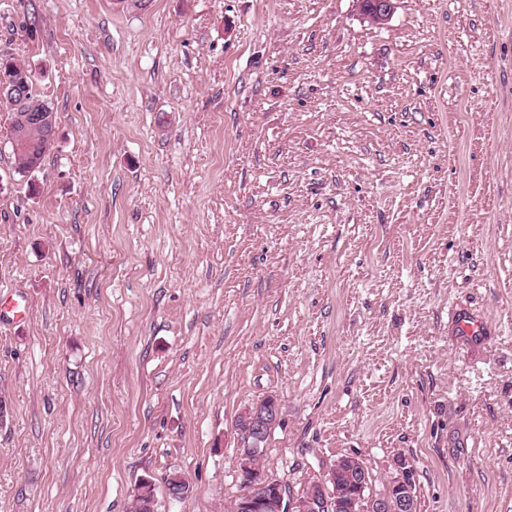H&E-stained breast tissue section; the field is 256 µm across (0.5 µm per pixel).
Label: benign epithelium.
I'll list each match as a JSON object with an SVG mask.
<instances>
[{
    "mask_svg": "<svg viewBox=\"0 0 512 512\" xmlns=\"http://www.w3.org/2000/svg\"><path fill=\"white\" fill-rule=\"evenodd\" d=\"M394 0H360L363 14L374 23H383L393 12ZM25 69L11 82L0 83V101L10 103L25 95ZM48 129V141L54 140V118L36 117L23 112L17 121L26 128L30 123ZM280 417V407L272 397L256 403L245 412L239 427L243 444L239 448L238 466L249 477V489L234 506V512H417V498L411 470L399 465L398 473L388 481L384 492H370V474L354 456H341L330 465L327 476L308 483L301 491L285 495L282 483L269 478L257 468L256 459L264 452L270 432Z\"/></svg>",
    "mask_w": 512,
    "mask_h": 512,
    "instance_id": "1",
    "label": "benign epithelium"
}]
</instances>
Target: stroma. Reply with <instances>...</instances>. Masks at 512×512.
Instances as JSON below:
<instances>
[{
    "label": "stroma",
    "instance_id": "stroma-1",
    "mask_svg": "<svg viewBox=\"0 0 512 512\" xmlns=\"http://www.w3.org/2000/svg\"><path fill=\"white\" fill-rule=\"evenodd\" d=\"M0 58L57 116L22 173L0 103V512H226L267 397L291 491L512 512V0H0ZM394 0H360L363 14L374 23H383L393 12ZM456 336L462 345H470L485 336L486 323L482 316L468 307H459L452 316Z\"/></svg>",
    "mask_w": 512,
    "mask_h": 512
}]
</instances>
